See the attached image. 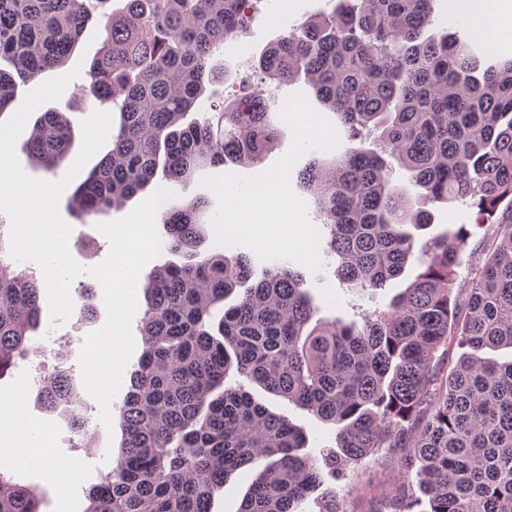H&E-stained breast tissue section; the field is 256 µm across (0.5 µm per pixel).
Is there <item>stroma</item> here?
I'll return each mask as SVG.
<instances>
[{
	"mask_svg": "<svg viewBox=\"0 0 512 512\" xmlns=\"http://www.w3.org/2000/svg\"><path fill=\"white\" fill-rule=\"evenodd\" d=\"M282 0H260L251 26L246 34L229 39L224 44L223 58L231 65H245L270 42L287 34L294 27L319 13H331L338 0H292L288 11H281ZM462 0H434L431 33L446 35L471 45L484 65L497 64L512 56V41L498 38L495 45H487L475 37L465 22ZM138 204L130 199L106 213L77 219L68 198L59 201V212L73 231L69 250L82 266L100 264L110 253L109 240L97 229L98 223L110 222L129 214ZM432 223L426 229L415 231L414 236L425 239L447 231L456 224L472 225V234L460 255V264L454 282V291L466 295L474 278L484 263L493 243L495 229L490 225L474 226V213L465 203L435 204L430 208ZM323 269L319 273H306L305 288L313 300L315 318H342L360 320L362 313L383 310L392 299L414 280L417 264L407 266L405 272L390 281L375 295L352 292L342 284L337 275L335 258L323 256ZM74 309L69 319L55 325L49 312H42L40 324L31 336L33 345H40L43 336L53 335L58 343L49 347V369H66L73 376H80L78 361L80 349L88 334L101 328L106 320L103 290L92 276H76L70 284ZM25 364L16 360L10 373L0 378V403L10 404L8 425L15 431L37 429L50 437L52 443L48 462L32 463L26 456H18L7 470L21 485H31L40 492V512H85L87 493L98 484L109 467L107 451H119L122 441L120 426L106 428L100 419V406L92 397H85L90 424L87 434H73L61 410L49 409L38 397V390L24 384ZM258 398L272 410L285 413L305 430L309 444L307 452L319 457L325 447L336 444V429L317 420L306 411L287 401L259 393ZM400 451L384 448L354 465L346 480L325 481L305 501L297 512H318L319 503L336 498L343 512H385L395 493L406 486L407 479L399 466Z\"/></svg>",
	"mask_w": 512,
	"mask_h": 512,
	"instance_id": "stroma-1",
	"label": "stroma"
}]
</instances>
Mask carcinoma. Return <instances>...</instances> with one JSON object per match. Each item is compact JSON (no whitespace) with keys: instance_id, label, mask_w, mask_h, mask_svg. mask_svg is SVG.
Masks as SVG:
<instances>
[{"instance_id":"obj_1","label":"carcinoma","mask_w":512,"mask_h":512,"mask_svg":"<svg viewBox=\"0 0 512 512\" xmlns=\"http://www.w3.org/2000/svg\"><path fill=\"white\" fill-rule=\"evenodd\" d=\"M0 0V119L18 88L61 66L87 24L105 37L82 93L112 105L109 149L69 201L78 218L136 196L156 178L186 183L198 170L254 164L277 146V98L210 94L203 120L185 122L205 84L240 76L213 56L244 32L252 0ZM432 0H338L251 59L253 71L284 85L304 78L333 112L354 148L299 172L329 229L327 254L354 290L381 289L415 260L424 266L387 309L362 324L312 322L301 272L271 264L252 280L250 260L202 251L203 196L163 211L170 249L185 262L152 269L140 319L143 351L119 408L124 439L86 512H210L215 493L239 470L266 461L239 512H296L330 477L382 448L401 449L413 487L392 512H512V361L483 356L512 348V58L481 68L468 45L423 38ZM74 148L70 120L44 112L24 145L30 160L56 174ZM423 190L424 202L469 200L484 224L500 229L462 299L453 283L462 224L417 241L431 213L392 185V162ZM212 333L213 310L235 290ZM41 286L0 264V378L31 350ZM456 337L468 349L446 374L435 355ZM236 373L319 420L339 426L322 461L302 453L303 431L239 384ZM51 409L66 406L85 428L71 375L43 381ZM40 496L0 469V512H39Z\"/></svg>"}]
</instances>
